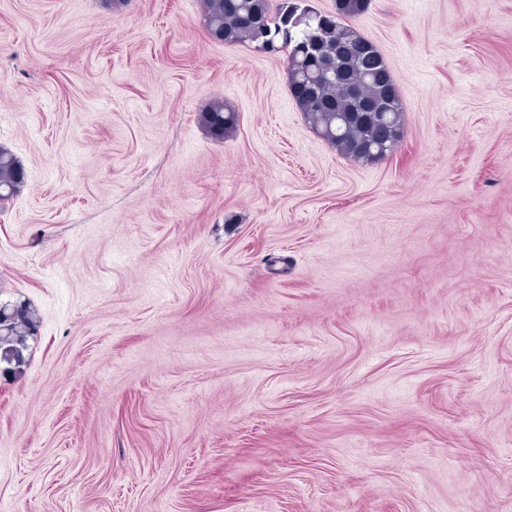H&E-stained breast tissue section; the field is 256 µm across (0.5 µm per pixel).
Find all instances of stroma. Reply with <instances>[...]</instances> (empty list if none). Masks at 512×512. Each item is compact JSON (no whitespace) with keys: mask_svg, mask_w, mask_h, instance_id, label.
<instances>
[{"mask_svg":"<svg viewBox=\"0 0 512 512\" xmlns=\"http://www.w3.org/2000/svg\"><path fill=\"white\" fill-rule=\"evenodd\" d=\"M341 157L201 0H0V512H512V0H370ZM233 105L235 132L199 114ZM199 120L206 132L217 140L231 135L238 122L235 108L224 100L216 99L199 114ZM26 184L24 167L11 150L0 146V200H8ZM37 324V314L30 304L0 303V364L9 366L3 369L5 374H16L25 364L28 339L35 335Z\"/></svg>","mask_w":512,"mask_h":512,"instance_id":"stroma-1","label":"stroma"}]
</instances>
